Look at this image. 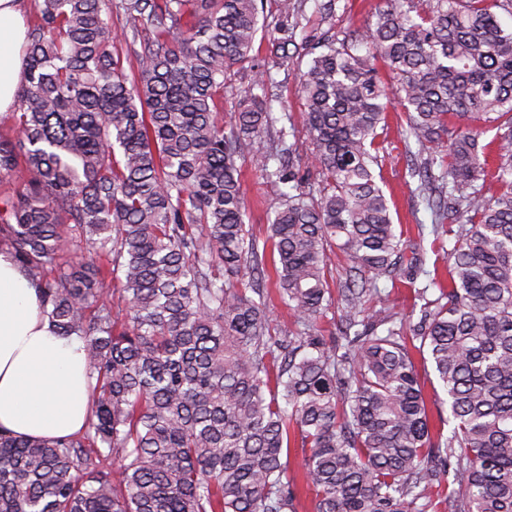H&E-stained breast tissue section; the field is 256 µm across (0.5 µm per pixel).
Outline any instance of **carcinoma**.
<instances>
[{"mask_svg":"<svg viewBox=\"0 0 512 512\" xmlns=\"http://www.w3.org/2000/svg\"><path fill=\"white\" fill-rule=\"evenodd\" d=\"M303 2L278 0L267 52L310 57L318 190L303 186L290 116L251 94L220 118L233 67L273 82L253 54L258 0H37L16 136L0 135V175L25 186L0 200V248L57 332L84 341L93 412L69 438L0 430V512H296L293 440L313 512H427L445 486L448 512H512V0H381L361 32L298 41ZM395 102L417 145L413 193L448 236L446 287L420 257L403 264L374 173ZM481 120L496 128L486 143ZM246 160L285 187L267 217L294 315L280 336L266 249L245 224ZM398 275L438 290L410 329L371 305ZM334 304L341 355L316 331ZM423 351L448 396L446 437L430 427Z\"/></svg>","mask_w":512,"mask_h":512,"instance_id":"cac0c4a2","label":"carcinoma"}]
</instances>
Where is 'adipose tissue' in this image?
Returning <instances> with one entry per match:
<instances>
[{
    "instance_id": "1",
    "label": "adipose tissue",
    "mask_w": 512,
    "mask_h": 512,
    "mask_svg": "<svg viewBox=\"0 0 512 512\" xmlns=\"http://www.w3.org/2000/svg\"><path fill=\"white\" fill-rule=\"evenodd\" d=\"M21 0H0V113L24 80ZM84 342L59 335L13 253L0 249V429L55 439L82 430L91 412Z\"/></svg>"
}]
</instances>
